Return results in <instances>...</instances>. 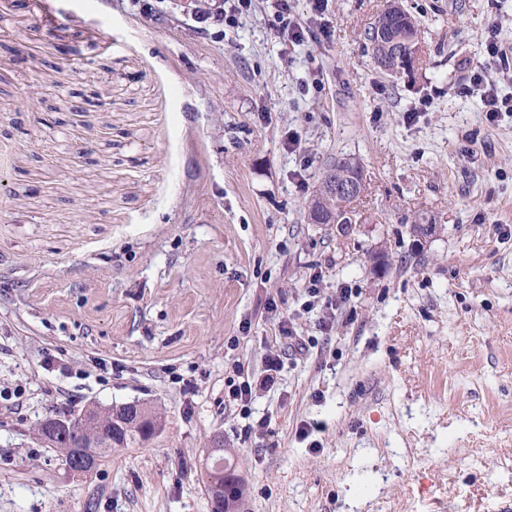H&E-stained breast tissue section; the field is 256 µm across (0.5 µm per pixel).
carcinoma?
<instances>
[{
    "instance_id": "obj_1",
    "label": "carcinoma",
    "mask_w": 512,
    "mask_h": 512,
    "mask_svg": "<svg viewBox=\"0 0 512 512\" xmlns=\"http://www.w3.org/2000/svg\"><path fill=\"white\" fill-rule=\"evenodd\" d=\"M368 40L371 42L374 59L378 66L385 70H391L395 66L397 56L394 52H386V44L398 42L399 51L408 54L417 48V31L410 15L397 3L391 0L387 8L379 15L374 26L368 32ZM353 199L351 195L338 194L336 196L321 195L313 200L309 209L310 220L314 224H334L337 220L349 223V218L342 209V204ZM119 444L127 448L145 441V435L141 427H124L120 431ZM83 439L80 431L76 430L68 436L58 440L59 447L65 457L67 465L75 462L69 449L77 446Z\"/></svg>"
}]
</instances>
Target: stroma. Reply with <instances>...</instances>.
I'll return each mask as SVG.
<instances>
[{"mask_svg":"<svg viewBox=\"0 0 512 512\" xmlns=\"http://www.w3.org/2000/svg\"><path fill=\"white\" fill-rule=\"evenodd\" d=\"M401 2L410 75L388 0L297 48L267 0H0V512H210L218 433L241 512H512V116L458 92L512 0ZM344 157L350 222L311 223ZM133 400L160 433L90 473L33 435ZM251 5L252 0H224V10L217 11V14H223L224 27L234 29L238 26L241 16L250 10ZM389 1L387 8L379 15L367 36L371 42L374 59L385 71L394 69L397 56L394 51L386 52V44L399 40V53L403 55L417 51V31L410 15L397 3Z\"/></svg>","mask_w":512,"mask_h":512,"instance_id":"1","label":"stroma"}]
</instances>
